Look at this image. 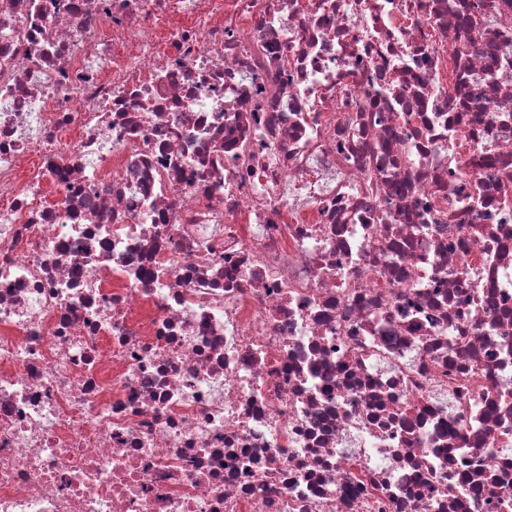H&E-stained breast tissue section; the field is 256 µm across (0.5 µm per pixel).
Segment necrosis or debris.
I'll return each mask as SVG.
<instances>
[{
  "label": "necrosis or debris",
  "instance_id": "4bbe7bcc",
  "mask_svg": "<svg viewBox=\"0 0 512 512\" xmlns=\"http://www.w3.org/2000/svg\"><path fill=\"white\" fill-rule=\"evenodd\" d=\"M0 512H512V0H0Z\"/></svg>",
  "mask_w": 512,
  "mask_h": 512
}]
</instances>
